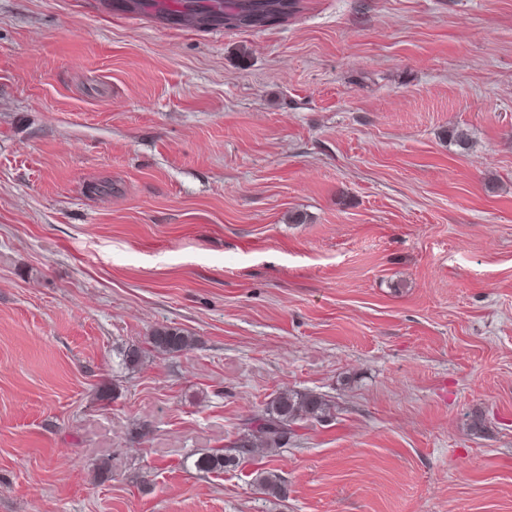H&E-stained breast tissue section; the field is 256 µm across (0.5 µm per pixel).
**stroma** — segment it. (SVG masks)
I'll return each mask as SVG.
<instances>
[{
    "instance_id": "obj_1",
    "label": "stroma",
    "mask_w": 512,
    "mask_h": 512,
    "mask_svg": "<svg viewBox=\"0 0 512 512\" xmlns=\"http://www.w3.org/2000/svg\"><path fill=\"white\" fill-rule=\"evenodd\" d=\"M80 2L0 0V512H512V0ZM184 11H174L166 19L181 26L184 21H196L198 16L233 13L259 14L261 20L273 18L283 7L281 0H183ZM146 343L158 354L174 355L192 350L195 347L196 338L183 328L161 325L151 331ZM330 414V404L320 396L282 392L268 401L261 414L248 424L261 435L266 450L272 452L288 444L292 425L299 419L322 420ZM237 460V455L228 452H212L202 454L195 461V467L199 472L204 473H222L224 469L229 466H234L239 463V458Z\"/></svg>"
}]
</instances>
